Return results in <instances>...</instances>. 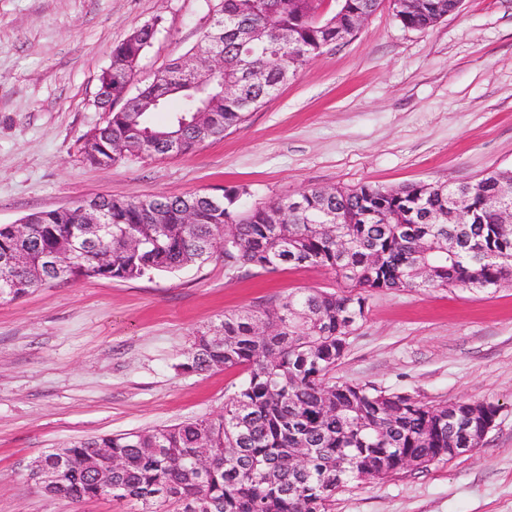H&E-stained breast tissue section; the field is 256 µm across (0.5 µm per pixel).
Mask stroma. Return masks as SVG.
I'll return each instance as SVG.
<instances>
[{"mask_svg":"<svg viewBox=\"0 0 512 512\" xmlns=\"http://www.w3.org/2000/svg\"><path fill=\"white\" fill-rule=\"evenodd\" d=\"M217 2L0 0V224L99 195L240 189L250 208L313 186L448 185L512 169V0H462L425 30L403 27L382 0L355 37L325 48L223 137L185 156L88 164L113 46L157 23L141 88L200 49ZM339 286L322 268L268 273L214 259L0 300V512H138L108 498L46 499L28 466L74 440L217 415L245 372L176 371L194 334L228 313ZM332 376L428 405L499 407L473 452L348 483L332 512H512V286L374 292Z\"/></svg>","mask_w":512,"mask_h":512,"instance_id":"stroma-1","label":"stroma"}]
</instances>
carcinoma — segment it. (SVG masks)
<instances>
[{
  "instance_id": "cac0c4a2",
  "label": "carcinoma",
  "mask_w": 512,
  "mask_h": 512,
  "mask_svg": "<svg viewBox=\"0 0 512 512\" xmlns=\"http://www.w3.org/2000/svg\"><path fill=\"white\" fill-rule=\"evenodd\" d=\"M320 0H219L204 39L224 54V80L209 88L210 123L197 126L194 91L173 79L190 76L174 62L153 75L135 95L126 84L132 63L151 45L157 24L133 30L112 48V76L100 82L97 104L105 124L87 135L85 157L106 166L130 156L167 157L164 137L181 142L179 154L244 122L279 87L324 48L342 40L340 30L314 23ZM380 0H346L342 25L358 12H375ZM456 8V0H417L395 13L410 29H427ZM233 87L221 94V84ZM165 96L159 105L145 106ZM183 103L169 124L152 114L168 100ZM464 192L466 218L448 221L454 189ZM240 193L223 192L218 205L205 194H160L148 198L98 196L109 231L78 262L68 280L141 279L193 264L224 259L231 267L266 272L282 266L321 267L346 282L331 292L308 288L261 311L224 315L194 336L183 373L242 368L246 376L215 418L73 441L66 458L53 450L38 456L59 473L60 487L48 499L108 497L135 502L141 512H329L336 490L356 480L370 482L381 467L392 473L424 468L448 447L472 448L484 439V421L498 413L493 403L448 410L372 384L330 380L365 317L369 293L458 287L484 291L512 279V228L496 223V209L512 199V170H491L456 187L419 183L401 188L361 185L321 187L251 210ZM191 209L196 222L185 224ZM27 269L16 273L22 298L56 279L42 255L67 242L80 216L57 209L29 215ZM106 449L96 468L84 460ZM207 450L199 471L191 457Z\"/></svg>"
}]
</instances>
